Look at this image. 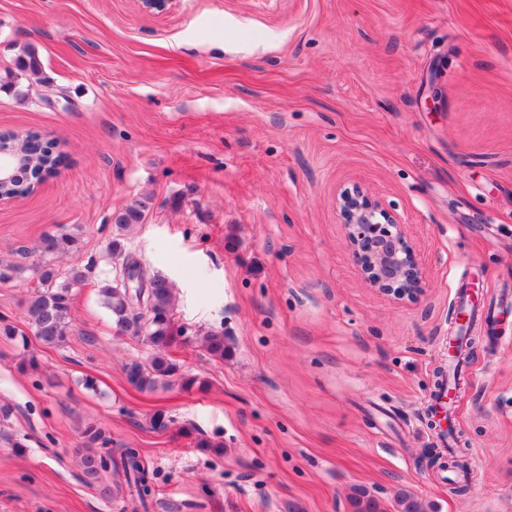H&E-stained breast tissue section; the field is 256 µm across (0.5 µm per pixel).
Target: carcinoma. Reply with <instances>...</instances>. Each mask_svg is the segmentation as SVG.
<instances>
[{"instance_id":"1","label":"carcinoma","mask_w":512,"mask_h":512,"mask_svg":"<svg viewBox=\"0 0 512 512\" xmlns=\"http://www.w3.org/2000/svg\"><path fill=\"white\" fill-rule=\"evenodd\" d=\"M17 68L37 73L41 70V63L35 52L27 49L18 59ZM52 147L54 144L49 141L37 142L35 148L40 150L38 164L31 166L28 161H23L20 177L8 184L5 191L24 195L40 170L61 163V155L50 151ZM148 209V200L136 199L113 212V224L119 230L142 224ZM77 248V237L62 229L42 235L37 245L42 260L37 269L39 285L29 298L26 317L33 336L47 346L58 348L67 343L72 326L74 290L91 273L88 265L75 264L64 271L54 266L55 259L63 258ZM144 271L140 261L127 256L120 266L113 269L112 278L98 290L101 304L109 312L118 331L141 339L151 349L146 360L133 359L125 364L126 381L140 392L150 393L176 383L189 390L198 384V379L179 373L178 365L169 357L171 349L184 337V331L174 321V289L171 284L158 274H149L145 288H139L135 283L129 288L118 286V282ZM205 346L210 355L224 358L227 353L224 332L208 333ZM80 439V469L84 481L93 485L104 474L120 471L129 495L146 512L152 502L154 482L139 450L124 448L119 454H112L111 438L96 424L86 425L80 431ZM350 501L353 512H384L378 499L363 488L354 489ZM396 504L398 512H424L421 502L407 491L398 493Z\"/></svg>"}]
</instances>
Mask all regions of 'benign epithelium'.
I'll return each mask as SVG.
<instances>
[{
	"instance_id": "obj_1",
	"label": "benign epithelium",
	"mask_w": 512,
	"mask_h": 512,
	"mask_svg": "<svg viewBox=\"0 0 512 512\" xmlns=\"http://www.w3.org/2000/svg\"><path fill=\"white\" fill-rule=\"evenodd\" d=\"M336 207L369 285L396 300L420 294L423 272L397 215L359 188L341 189Z\"/></svg>"
}]
</instances>
